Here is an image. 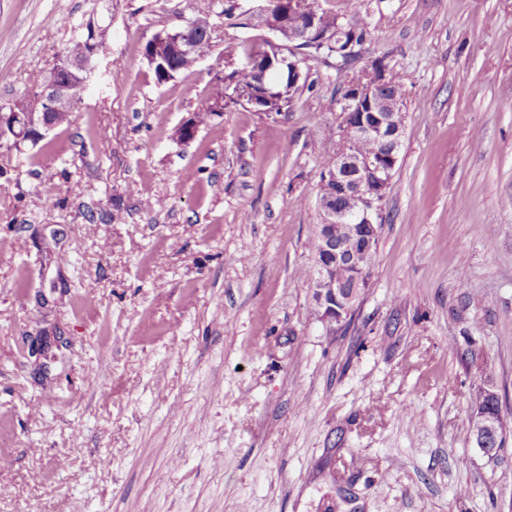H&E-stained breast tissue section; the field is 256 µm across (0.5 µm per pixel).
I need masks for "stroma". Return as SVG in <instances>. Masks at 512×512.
<instances>
[{"instance_id":"35a3bbf8","label":"stroma","mask_w":512,"mask_h":512,"mask_svg":"<svg viewBox=\"0 0 512 512\" xmlns=\"http://www.w3.org/2000/svg\"><path fill=\"white\" fill-rule=\"evenodd\" d=\"M367 17L360 62L405 75V133L351 320L321 319L324 149L345 76L310 64L281 115L179 142L225 50L224 0H0V104L108 29L68 125L0 144V512H512V0H317ZM211 14L156 83L141 47ZM192 29V36L199 45V55L208 53L212 47L211 32L214 26L209 14L198 15L189 23ZM473 422L475 424V429L471 438V443L475 447L480 448L483 452L487 451L489 454L495 452L494 455H496L501 448H503V443H501L496 450L499 440L496 417L489 411H481L479 413L475 412L473 415ZM493 441L496 444L495 448H489Z\"/></svg>"}]
</instances>
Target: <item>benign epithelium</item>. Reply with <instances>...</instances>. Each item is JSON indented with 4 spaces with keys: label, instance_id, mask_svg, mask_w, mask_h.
I'll return each mask as SVG.
<instances>
[{
    "label": "benign epithelium",
    "instance_id": "obj_1",
    "mask_svg": "<svg viewBox=\"0 0 512 512\" xmlns=\"http://www.w3.org/2000/svg\"><path fill=\"white\" fill-rule=\"evenodd\" d=\"M271 4L272 0H266L265 5L250 12V18L276 37H281L282 30L286 28L291 40L305 43L319 28L317 12H307L298 5L288 11V18L284 19L276 16ZM154 45L158 51H166L171 60L195 52V45L188 40L182 27L161 33ZM102 47L103 44L96 42L90 45L87 54L79 58L64 57L57 69L49 70L36 98L20 106L24 112L23 128L41 137L55 129L48 113L73 112V93L84 83L85 74L97 66ZM388 83V69L377 62L367 68L365 78L348 86L350 96L339 113L341 145L336 161L330 170L324 172V183L331 184L332 188L319 196L317 238L322 255L316 258L310 288L320 318L330 326L351 316L356 299V292L348 290L344 282L336 278V264L343 259L351 263L357 261V254L345 251V246L336 243L332 233L336 232V225L345 223L350 217L361 226L377 230L379 215L398 162L402 131L391 125L390 113L396 110L398 103L387 96L385 89ZM19 128L14 116H1L0 141L14 145L23 142ZM362 137L377 140L384 150L368 157L351 155L347 146ZM473 422L475 429L471 443L484 452L494 453L495 449L490 444L498 441L496 417L488 411H481L473 415Z\"/></svg>",
    "mask_w": 512,
    "mask_h": 512
}]
</instances>
